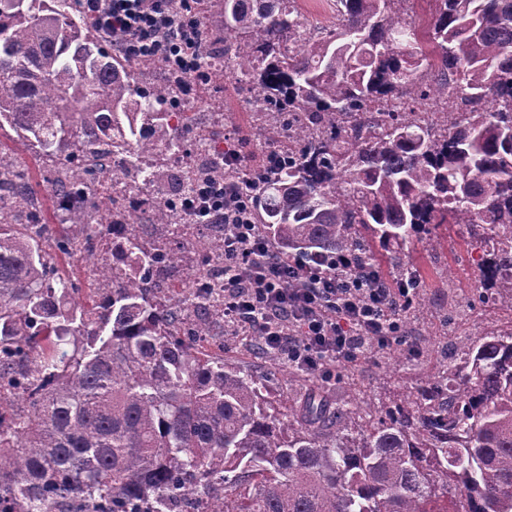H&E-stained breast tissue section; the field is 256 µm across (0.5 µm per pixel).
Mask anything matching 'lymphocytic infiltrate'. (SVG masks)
Segmentation results:
<instances>
[{
  "instance_id": "f902f5d3",
  "label": "lymphocytic infiltrate",
  "mask_w": 512,
  "mask_h": 512,
  "mask_svg": "<svg viewBox=\"0 0 512 512\" xmlns=\"http://www.w3.org/2000/svg\"><path fill=\"white\" fill-rule=\"evenodd\" d=\"M200 0H79L85 17L112 38L117 51L139 59L168 61L183 80L194 76L201 21ZM196 223L223 224L228 250L245 246L252 260L224 282V317L257 326L290 363L317 370L350 362L370 347H385L398 333V288L352 287L346 269L314 279L311 287L288 285L294 269L269 253L256 224L246 216L240 189L202 183L182 202ZM301 327L303 340L290 344L285 327Z\"/></svg>"
}]
</instances>
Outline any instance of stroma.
Listing matches in <instances>:
<instances>
[{
  "label": "stroma",
  "instance_id": "1",
  "mask_svg": "<svg viewBox=\"0 0 512 512\" xmlns=\"http://www.w3.org/2000/svg\"><path fill=\"white\" fill-rule=\"evenodd\" d=\"M233 69L232 58H225L223 71L209 76L200 90L183 96L181 109L191 114L196 128L206 133L208 140L232 146L240 166L252 169L278 145L261 136V123L252 109L251 94L237 82ZM0 150L12 154L27 169L38 205L52 211L51 190L43 177L54 168V161L32 154L19 144L15 132L8 127L0 130ZM412 258L426 286L407 329L408 342L413 346L411 356L398 355L396 345L392 344L355 361L306 374L304 387L324 386L330 399L338 404L344 403L351 391L359 390L379 404L434 368L458 363L457 348L462 340L492 329L512 327L511 309L482 302L478 273L468 260L466 235L450 230L442 247L435 251L428 250L424 243H416ZM206 346L245 366L254 375L270 378L275 405L280 412H287L296 395L289 392L287 379L272 377L264 354L253 343L251 329L235 328L224 321L213 323Z\"/></svg>",
  "mask_w": 512,
  "mask_h": 512
}]
</instances>
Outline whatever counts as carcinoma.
Here are the masks:
<instances>
[{"mask_svg": "<svg viewBox=\"0 0 512 512\" xmlns=\"http://www.w3.org/2000/svg\"><path fill=\"white\" fill-rule=\"evenodd\" d=\"M403 2L333 0L316 28L298 0H212L224 35L203 33L199 76L223 42L288 156L251 172L216 149L206 180L255 184L253 221L304 275L348 260L408 304L411 244L455 224L481 251L482 298L512 309V0H427L424 19ZM177 94L114 57L75 0H0V128L58 160L44 181L60 217L49 246L30 178L0 151V512H512V328L462 343L375 424L357 394L304 395L285 418L268 380L203 351L224 279L157 295L193 236L173 204L194 168L127 210L93 188L160 181L147 157L192 132ZM196 243L238 262L222 239ZM50 247L95 266L99 300L51 270Z\"/></svg>", "mask_w": 512, "mask_h": 512, "instance_id": "carcinoma-1", "label": "carcinoma"}]
</instances>
